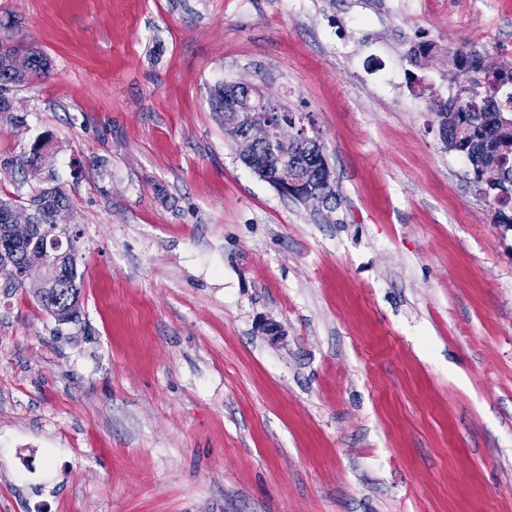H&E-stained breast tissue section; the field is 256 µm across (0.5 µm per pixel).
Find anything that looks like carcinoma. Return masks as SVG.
Masks as SVG:
<instances>
[{
  "label": "carcinoma",
  "mask_w": 512,
  "mask_h": 512,
  "mask_svg": "<svg viewBox=\"0 0 512 512\" xmlns=\"http://www.w3.org/2000/svg\"><path fill=\"white\" fill-rule=\"evenodd\" d=\"M417 42L410 48L408 58L411 65H421L423 59L434 50L435 44L425 39V33L416 35ZM17 52L7 37L0 38V122L5 120L18 125L24 123V116L14 109L13 102L5 96L9 86H22L35 78H43L50 72V61L38 48L29 47L26 55L28 67L21 71L14 67L13 56ZM244 88L240 85H218L210 93V104L214 111L224 106L226 96ZM460 103L453 116H448V108L433 103L439 135L455 148V152L469 162L472 182L479 184L481 164L499 160L507 173L512 174V128L506 130L492 125L496 112H512V64L483 60L482 69L470 75L457 86ZM48 140H35L29 151L3 161V166L21 173L34 162L49 154ZM272 157L278 161L285 159L288 169L295 172L312 171L313 180L300 184L288 195L313 209H318L314 201V192L320 180H331L332 174L323 151L315 152L301 146L299 142L278 147V153L270 156L262 150L255 152L253 167ZM36 204L32 222L29 226L12 223L8 210L17 200L11 197L0 198V243H15L28 264L42 265L53 262L65 271L63 278L54 280L48 288L49 297L38 299L40 306L55 320L71 322L77 318L80 296L78 273V242L80 232H75L71 246L62 247L56 252L48 250L52 239L53 218L56 213L69 209V197L64 185L50 176L44 181L31 199ZM498 210L495 223L512 227V216L506 213V207L512 203V193L505 197H496Z\"/></svg>",
  "instance_id": "cac0c4a2"
}]
</instances>
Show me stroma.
<instances>
[{
	"label": "stroma",
	"instance_id": "stroma-1",
	"mask_svg": "<svg viewBox=\"0 0 512 512\" xmlns=\"http://www.w3.org/2000/svg\"><path fill=\"white\" fill-rule=\"evenodd\" d=\"M0 0L48 78L79 319L0 291V512H512V228L429 105L512 0ZM435 44L422 68L415 32ZM310 114L341 204L250 171L219 84Z\"/></svg>",
	"mask_w": 512,
	"mask_h": 512
}]
</instances>
